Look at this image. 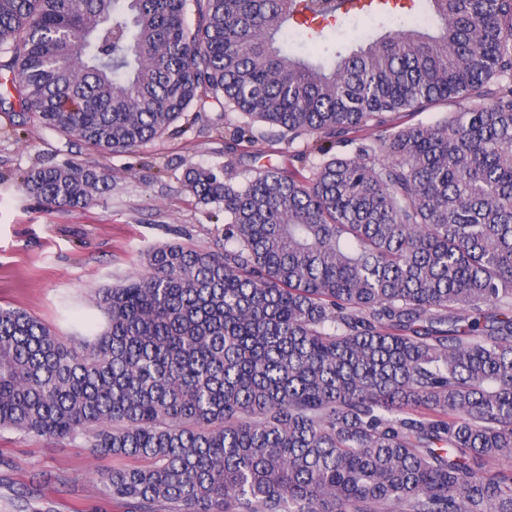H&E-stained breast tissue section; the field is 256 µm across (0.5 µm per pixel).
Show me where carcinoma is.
<instances>
[{
	"mask_svg": "<svg viewBox=\"0 0 512 512\" xmlns=\"http://www.w3.org/2000/svg\"><path fill=\"white\" fill-rule=\"evenodd\" d=\"M350 2L0 0V103L69 140L133 151L209 109L235 142L321 139L307 176L187 171L214 247L148 252L94 336L0 307V428L137 461L98 477L128 512H512V0ZM359 13V44L293 53ZM110 182L22 187L76 209ZM473 103L463 101L460 103H437L423 112H399L391 115V123L397 127L414 124H433L448 115V112H460L470 107Z\"/></svg>",
	"mask_w": 512,
	"mask_h": 512,
	"instance_id": "cac0c4a2",
	"label": "carcinoma"
}]
</instances>
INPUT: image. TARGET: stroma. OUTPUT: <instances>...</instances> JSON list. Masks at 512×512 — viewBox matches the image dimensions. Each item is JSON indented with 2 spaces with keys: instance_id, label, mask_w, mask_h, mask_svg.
I'll return each instance as SVG.
<instances>
[{
  "instance_id": "1",
  "label": "stroma",
  "mask_w": 512,
  "mask_h": 512,
  "mask_svg": "<svg viewBox=\"0 0 512 512\" xmlns=\"http://www.w3.org/2000/svg\"><path fill=\"white\" fill-rule=\"evenodd\" d=\"M232 112L179 120L159 138L127 153H103L67 140L32 119L0 108V306L20 308L63 335H91L104 326L95 291L144 272L149 250L165 243L207 249L224 216L184 191L192 167H223L242 182L264 162L308 171L313 141L264 136L229 145ZM84 160L111 174L112 188L85 209L47 210L21 186V175L42 164ZM120 458L93 455L84 441L0 429V512H18L20 494L36 491L53 512H127L103 495L99 473L125 467Z\"/></svg>"
}]
</instances>
